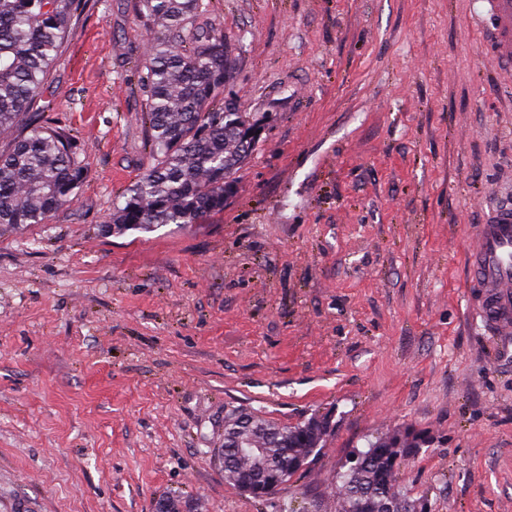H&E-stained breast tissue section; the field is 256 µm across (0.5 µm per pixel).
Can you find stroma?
Wrapping results in <instances>:
<instances>
[{"instance_id":"stroma-1","label":"stroma","mask_w":512,"mask_h":512,"mask_svg":"<svg viewBox=\"0 0 512 512\" xmlns=\"http://www.w3.org/2000/svg\"><path fill=\"white\" fill-rule=\"evenodd\" d=\"M204 2L262 124L222 210L105 230L152 164L137 0H89L47 78L87 177L0 236V512H334L349 455L408 429L396 480L430 512H512V350L464 285L512 202V76L472 0ZM231 405L331 429L261 502L214 455Z\"/></svg>"}]
</instances>
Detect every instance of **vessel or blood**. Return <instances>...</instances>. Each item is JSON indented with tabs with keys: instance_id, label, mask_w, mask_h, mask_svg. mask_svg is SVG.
<instances>
[{
	"instance_id": "1",
	"label": "vessel or blood",
	"mask_w": 512,
	"mask_h": 512,
	"mask_svg": "<svg viewBox=\"0 0 512 512\" xmlns=\"http://www.w3.org/2000/svg\"><path fill=\"white\" fill-rule=\"evenodd\" d=\"M484 47L499 70L512 75V0H477ZM472 307L497 335H512V203L491 209L476 225L465 254Z\"/></svg>"
}]
</instances>
